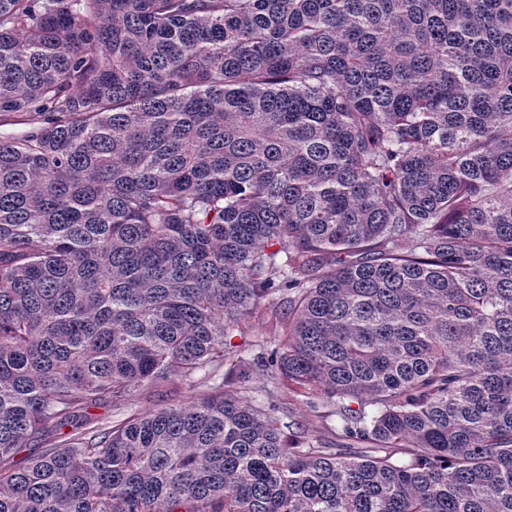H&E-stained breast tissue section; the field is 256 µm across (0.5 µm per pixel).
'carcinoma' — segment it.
Instances as JSON below:
<instances>
[{"label":"carcinoma","instance_id":"carcinoma-1","mask_svg":"<svg viewBox=\"0 0 512 512\" xmlns=\"http://www.w3.org/2000/svg\"><path fill=\"white\" fill-rule=\"evenodd\" d=\"M46 112L0 138V512H512V0H0V123ZM274 301L266 384L343 445L224 370ZM254 379L250 383L251 389L242 390L241 395L251 401L252 404L262 406L266 409L275 408L276 414L282 416L284 423H289L294 431L296 427L309 430L310 434L320 436L327 444H334L331 448H336V443H342L338 438L342 433V424L336 415H332L330 407L318 405L314 410L308 402L318 403L316 397L304 394L297 395L284 389H260L263 382L262 371L253 366ZM319 404V403H318ZM285 412L284 415L282 414ZM191 394L187 386L178 382L175 385H169L165 389L156 391L149 387L139 388L137 391L131 393L128 397L126 405L110 406L107 404L97 405L88 409V414L92 418L99 419H112L122 417L125 413L126 406L139 409L141 412H151L161 407L178 403L183 401Z\"/></svg>","mask_w":512,"mask_h":512}]
</instances>
